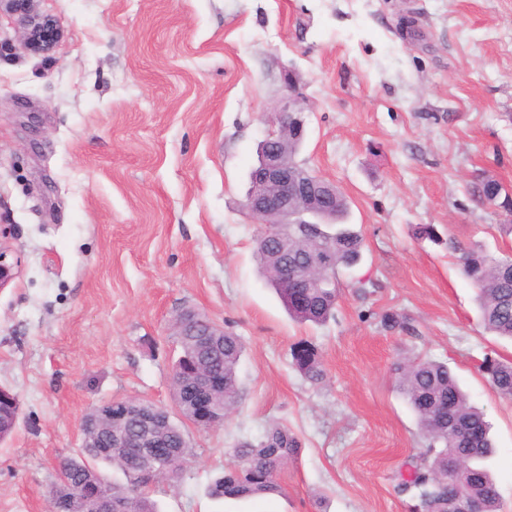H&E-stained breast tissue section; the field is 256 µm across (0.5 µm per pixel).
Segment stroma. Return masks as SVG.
I'll return each mask as SVG.
<instances>
[{
    "instance_id": "obj_1",
    "label": "stroma",
    "mask_w": 512,
    "mask_h": 512,
    "mask_svg": "<svg viewBox=\"0 0 512 512\" xmlns=\"http://www.w3.org/2000/svg\"><path fill=\"white\" fill-rule=\"evenodd\" d=\"M62 38L30 55L0 16V228L19 262L0 289V386L21 401L0 442V512H47L57 463L92 407L168 408L192 450L159 512H417L396 475L427 442L394 365L447 360L490 422L500 512H512V401L476 363L488 333L453 244L512 251V0H38ZM294 73L308 100L300 160L336 184L364 239L334 318H292L258 272L243 209L267 120ZM434 225V244L417 239ZM365 281L358 290L357 281ZM187 308L241 336L240 400L223 426L176 411L171 324ZM401 318L382 326L385 313ZM302 340L325 370L292 362ZM280 423L300 454L283 495L207 496L239 441ZM505 191L503 186L495 179L483 177L472 186L473 195L478 198L481 203H494Z\"/></svg>"
}]
</instances>
